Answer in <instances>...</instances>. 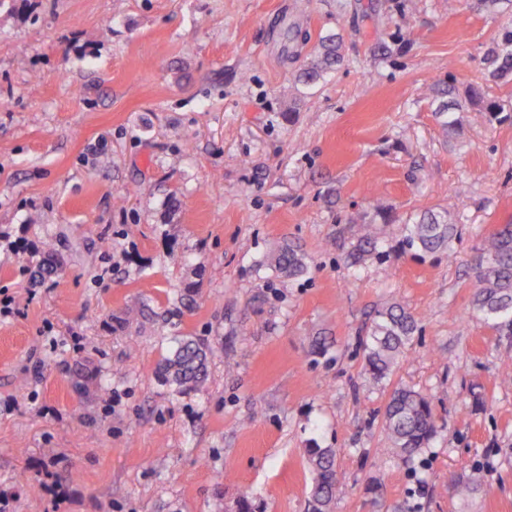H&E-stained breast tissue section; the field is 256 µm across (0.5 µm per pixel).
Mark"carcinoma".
<instances>
[{
  "label": "carcinoma",
  "mask_w": 512,
  "mask_h": 512,
  "mask_svg": "<svg viewBox=\"0 0 512 512\" xmlns=\"http://www.w3.org/2000/svg\"><path fill=\"white\" fill-rule=\"evenodd\" d=\"M344 59V42L337 33L319 36L313 56L297 70L291 89L302 85L312 87L325 80ZM491 63L500 74L512 72V26L506 25L499 34ZM485 103L484 109L491 121H512V113L503 111L502 105L487 99L478 87H471L467 98L454 102V111L443 104L436 112L440 126L448 134L460 132L462 123L456 112L468 105ZM458 237V226L450 219V212L426 213L413 224L406 225L405 242L410 248L423 253L448 251ZM274 269L290 278L307 272L304 254L298 247L284 242L275 246L268 255ZM63 263V257L52 244H47L39 261V268L52 273ZM476 288L473 305L483 319L498 331L512 333V224H503L475 250L470 264ZM417 331L413 315L400 305H389L376 312L362 342L366 371L370 379L381 381L398 365L399 359L412 346ZM214 350L199 339L186 336L163 359L164 379L186 392L205 382L209 358ZM384 427L391 447L381 449L403 462H409L427 447L437 432L436 419L427 397L407 386H398L390 394L383 414ZM311 475L310 512H331L338 484L336 451L333 448L308 449Z\"/></svg>",
  "instance_id": "cac0c4a2"
}]
</instances>
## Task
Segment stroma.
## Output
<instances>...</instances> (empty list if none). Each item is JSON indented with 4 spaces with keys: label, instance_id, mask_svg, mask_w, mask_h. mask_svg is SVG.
<instances>
[{
    "label": "stroma",
    "instance_id": "35a3bbf8",
    "mask_svg": "<svg viewBox=\"0 0 512 512\" xmlns=\"http://www.w3.org/2000/svg\"><path fill=\"white\" fill-rule=\"evenodd\" d=\"M509 22L512 0H0V512H307L314 447L332 512H512V336L469 270L512 223V123L435 118L449 82L512 110L487 62ZM329 32L343 64L287 113ZM445 207L452 252L408 249ZM282 241L306 275L266 264ZM393 303L419 331L373 383ZM185 336L215 355L180 393L158 368ZM398 384L438 424L408 463L381 453ZM416 331L415 318L401 305L376 312L362 342L370 379L381 381L395 370L399 359L410 350ZM307 452L311 475L310 511L330 512L338 484L336 451L332 448H310Z\"/></svg>",
    "mask_w": 512,
    "mask_h": 512
}]
</instances>
